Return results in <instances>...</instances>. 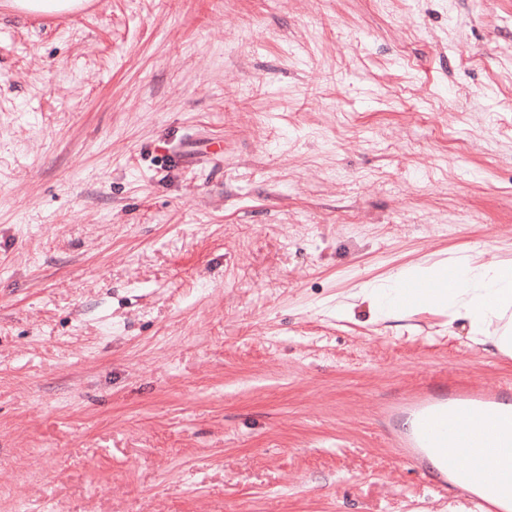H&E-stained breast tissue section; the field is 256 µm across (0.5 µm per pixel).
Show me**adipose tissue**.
<instances>
[{
    "instance_id": "ef3b65f1",
    "label": "adipose tissue",
    "mask_w": 512,
    "mask_h": 512,
    "mask_svg": "<svg viewBox=\"0 0 512 512\" xmlns=\"http://www.w3.org/2000/svg\"><path fill=\"white\" fill-rule=\"evenodd\" d=\"M454 269L455 284H448L444 272ZM427 282L431 289L422 305L436 309H464L475 334H487L512 310V265H472L469 257L457 256L431 265L401 269L387 281L373 285L370 294L381 311L389 312L401 289L409 283Z\"/></svg>"
}]
</instances>
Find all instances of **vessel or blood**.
<instances>
[{"label":"vessel or blood","instance_id":"b4317fda","mask_svg":"<svg viewBox=\"0 0 512 512\" xmlns=\"http://www.w3.org/2000/svg\"><path fill=\"white\" fill-rule=\"evenodd\" d=\"M380 421L399 455L430 469L438 489L463 491L476 512H512V477L484 478L490 464L512 457V390L412 391L383 404Z\"/></svg>","mask_w":512,"mask_h":512}]
</instances>
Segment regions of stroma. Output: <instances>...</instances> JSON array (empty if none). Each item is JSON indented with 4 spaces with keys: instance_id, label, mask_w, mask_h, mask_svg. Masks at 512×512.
<instances>
[{
    "instance_id": "stroma-1",
    "label": "stroma",
    "mask_w": 512,
    "mask_h": 512,
    "mask_svg": "<svg viewBox=\"0 0 512 512\" xmlns=\"http://www.w3.org/2000/svg\"><path fill=\"white\" fill-rule=\"evenodd\" d=\"M512 265V0H0V512H470L377 404L512 362L378 313ZM14 8L20 12L54 13L70 11L80 6L76 0H13Z\"/></svg>"
}]
</instances>
